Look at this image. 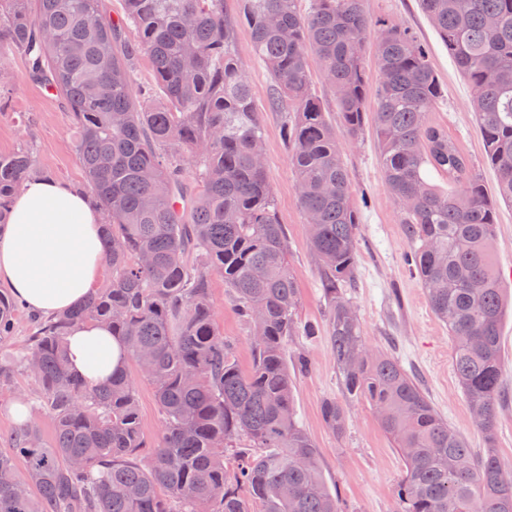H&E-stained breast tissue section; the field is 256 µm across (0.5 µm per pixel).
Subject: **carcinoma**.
Instances as JSON below:
<instances>
[{"label":"carcinoma","instance_id":"1","mask_svg":"<svg viewBox=\"0 0 512 512\" xmlns=\"http://www.w3.org/2000/svg\"><path fill=\"white\" fill-rule=\"evenodd\" d=\"M116 24L102 0H0V52L51 85L78 130L75 151L103 216L112 280L76 308L32 319L20 361L27 404L55 421L51 447L30 423L0 450V512H343L319 451L295 419L286 342L297 282L279 223L251 88L224 18V0H124ZM472 89L495 196L466 154L429 121L443 87L426 48L401 23L374 28L364 0H241L268 105L289 118L290 149L309 244L322 263L328 343L346 392L374 406L403 460L404 512H512V478L495 448L505 353V288L494 258L496 201L512 204V0H419ZM376 36L377 77L360 47ZM164 103L140 99L139 57ZM333 87L346 135L372 125L379 163L399 202L410 259L448 327L458 384L484 432L477 452L448 425L391 355L366 351L344 297L357 258L358 212L336 129L312 91V66ZM374 98L372 113L366 102ZM443 176L440 190L428 171ZM31 154H0V225ZM224 277L253 329L242 369L218 327L211 275ZM19 299L0 290V340ZM102 323L154 393L164 432L147 460L137 390L127 370L90 386L71 371L70 330ZM340 432L345 413L322 407ZM23 464L24 476L17 475Z\"/></svg>","mask_w":512,"mask_h":512}]
</instances>
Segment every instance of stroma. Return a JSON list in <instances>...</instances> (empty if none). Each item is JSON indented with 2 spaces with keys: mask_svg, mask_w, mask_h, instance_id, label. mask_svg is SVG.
<instances>
[{
  "mask_svg": "<svg viewBox=\"0 0 512 512\" xmlns=\"http://www.w3.org/2000/svg\"><path fill=\"white\" fill-rule=\"evenodd\" d=\"M239 8V0H224L225 16L237 22L235 49L245 64L262 121L266 170L299 288L296 321L301 326L310 322L323 326L328 311L319 288L320 264L308 242L288 146L281 133L284 115L267 106L269 80L264 67L252 56L251 32L238 22ZM365 11L372 21L409 26L428 47L431 64L443 85V96L429 120L448 129L469 155L475 173L487 188H495L496 173L484 159L470 89L418 0H365ZM0 68L11 78L9 90L0 100V153L29 148L42 176L83 188L85 176L74 149L77 132L62 98L43 96L42 85L27 78L26 62L19 53L0 56ZM341 151L360 213L357 265L346 297L358 318L364 344L370 351L397 357L470 447L484 448V434L475 426L453 372L448 330L432 311L407 262L412 245L404 231L400 205L389 193L379 166L376 141L368 131L356 140L345 137ZM494 248L504 286L512 295V206L505 203L498 209ZM210 297L217 323L232 344L239 366L249 368L253 358L250 329L239 316L223 277L212 276ZM501 335L506 361L496 449L501 461L512 466V309L503 318ZM288 366L294 377L296 419L316 444L325 478L330 489L340 493L345 512H401L397 485L402 458L371 405L347 395L326 335L311 338L298 333L289 337ZM128 373L137 390L145 441L140 456L146 459L161 437L162 418L152 386L136 367H129ZM328 400L344 408L343 432L333 431L322 419V406Z\"/></svg>",
  "mask_w": 512,
  "mask_h": 512,
  "instance_id": "stroma-1",
  "label": "stroma"
}]
</instances>
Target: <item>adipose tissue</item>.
I'll list each match as a JSON object with an SVG mask.
<instances>
[{
  "label": "adipose tissue",
  "instance_id": "adipose-tissue-1",
  "mask_svg": "<svg viewBox=\"0 0 512 512\" xmlns=\"http://www.w3.org/2000/svg\"><path fill=\"white\" fill-rule=\"evenodd\" d=\"M101 229L98 210L75 188L29 178L0 232V282L43 315L70 310L101 277ZM67 355L71 369L92 385L108 381L124 366L119 343L97 323L71 330Z\"/></svg>",
  "mask_w": 512,
  "mask_h": 512
}]
</instances>
